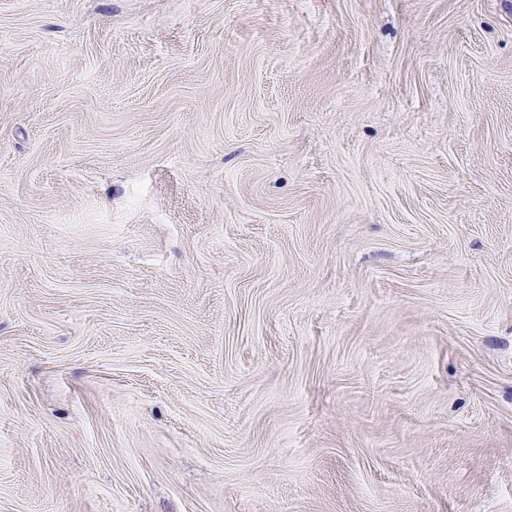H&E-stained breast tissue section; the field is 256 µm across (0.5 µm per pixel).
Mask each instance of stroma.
<instances>
[{"label": "stroma", "instance_id": "1", "mask_svg": "<svg viewBox=\"0 0 512 512\" xmlns=\"http://www.w3.org/2000/svg\"><path fill=\"white\" fill-rule=\"evenodd\" d=\"M0 512H512V0H0Z\"/></svg>", "mask_w": 512, "mask_h": 512}]
</instances>
